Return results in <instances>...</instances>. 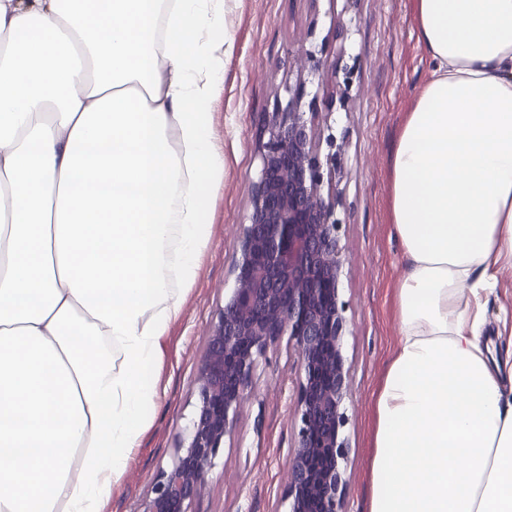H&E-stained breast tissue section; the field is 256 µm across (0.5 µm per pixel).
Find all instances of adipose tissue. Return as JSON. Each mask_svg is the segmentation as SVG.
I'll return each instance as SVG.
<instances>
[{"instance_id": "obj_1", "label": "adipose tissue", "mask_w": 512, "mask_h": 512, "mask_svg": "<svg viewBox=\"0 0 512 512\" xmlns=\"http://www.w3.org/2000/svg\"><path fill=\"white\" fill-rule=\"evenodd\" d=\"M231 0H0V512H102L210 239ZM368 512H512V0H418ZM486 327L484 336L494 354L505 356L512 351V263L504 264L498 273V281L486 298Z\"/></svg>"}]
</instances>
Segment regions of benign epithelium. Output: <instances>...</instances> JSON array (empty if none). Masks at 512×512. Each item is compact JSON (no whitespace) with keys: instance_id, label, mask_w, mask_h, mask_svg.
I'll list each match as a JSON object with an SVG mask.
<instances>
[{"instance_id":"1","label":"benign epithelium","mask_w":512,"mask_h":512,"mask_svg":"<svg viewBox=\"0 0 512 512\" xmlns=\"http://www.w3.org/2000/svg\"><path fill=\"white\" fill-rule=\"evenodd\" d=\"M300 69L328 70L310 51L293 56ZM301 90L268 113L252 210L237 241L234 285L208 335L197 372V400L186 446L162 472L148 512H191L261 359L288 337L299 372L298 423L288 470L287 512H343L342 429L351 377L342 354L346 321L339 304L342 273L332 198L312 119Z\"/></svg>"}]
</instances>
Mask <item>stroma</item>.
Masks as SVG:
<instances>
[{
    "label": "stroma",
    "mask_w": 512,
    "mask_h": 512,
    "mask_svg": "<svg viewBox=\"0 0 512 512\" xmlns=\"http://www.w3.org/2000/svg\"><path fill=\"white\" fill-rule=\"evenodd\" d=\"M232 49L224 90L214 102L224 174L212 201L210 243L182 311L163 339L153 373L161 400L103 512H148L153 487L182 445L196 403V377L212 323L234 283L237 235L252 209L267 115L304 84V112L321 136H334L335 218L342 246L339 297L343 353L352 389L346 399L344 512H367L374 455V400L397 341L395 288L405 265L390 211L389 159L417 91L429 75L417 31V0H236L224 19ZM311 51L325 74L299 69ZM484 334L495 354L512 349V263L486 298ZM298 372L280 342L259 364L230 440L220 448L192 512H286L287 472L297 431Z\"/></svg>",
    "instance_id": "1"
}]
</instances>
